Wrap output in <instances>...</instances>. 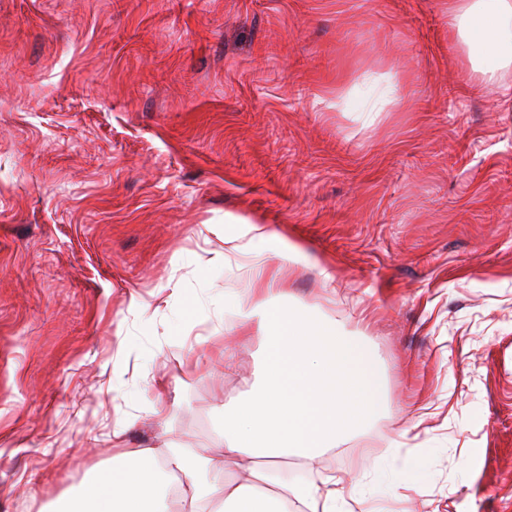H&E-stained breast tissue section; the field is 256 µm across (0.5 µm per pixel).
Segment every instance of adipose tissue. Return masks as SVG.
<instances>
[{"label":"adipose tissue","mask_w":512,"mask_h":512,"mask_svg":"<svg viewBox=\"0 0 512 512\" xmlns=\"http://www.w3.org/2000/svg\"><path fill=\"white\" fill-rule=\"evenodd\" d=\"M448 18L481 81L502 77L512 65V0H448ZM275 256L276 266L256 273L253 305L239 324L242 340L259 331L266 346L262 370L253 394L224 424V457L241 465L243 478L224 479L211 457L173 443L128 450L57 512H164L161 483L170 479L188 496L191 512H343L335 477L291 487L268 468L288 457L311 464L321 450L341 444V408L335 394L323 393V382L354 375L370 419L385 404L384 376L368 349L339 340L305 312L268 306L284 273L303 258L292 244Z\"/></svg>","instance_id":"1"}]
</instances>
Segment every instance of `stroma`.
I'll return each instance as SVG.
<instances>
[{
	"instance_id": "stroma-1",
	"label": "stroma",
	"mask_w": 512,
	"mask_h": 512,
	"mask_svg": "<svg viewBox=\"0 0 512 512\" xmlns=\"http://www.w3.org/2000/svg\"><path fill=\"white\" fill-rule=\"evenodd\" d=\"M466 53L448 0H0V512L124 448L223 447L265 354L224 306L244 221L307 256L274 305L387 384L279 475L370 512H512V96ZM398 96V88L391 85L383 92L372 90L365 98V109L368 112V125H372L380 112H385L384 107L393 102Z\"/></svg>"
}]
</instances>
